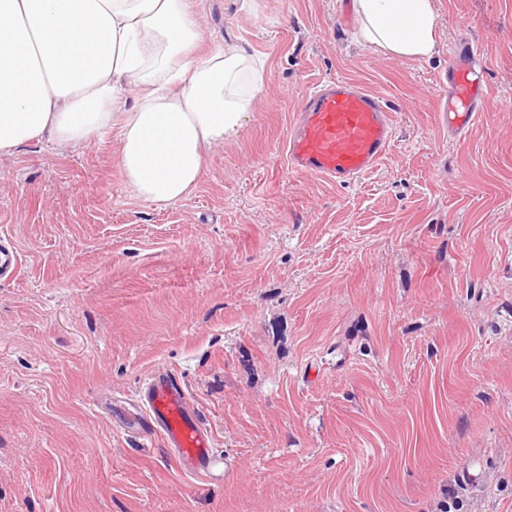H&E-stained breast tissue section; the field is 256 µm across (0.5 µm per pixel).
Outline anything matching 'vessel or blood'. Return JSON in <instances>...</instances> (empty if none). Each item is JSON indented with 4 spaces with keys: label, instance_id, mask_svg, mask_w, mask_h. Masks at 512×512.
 <instances>
[{
    "label": "vessel or blood",
    "instance_id": "obj_1",
    "mask_svg": "<svg viewBox=\"0 0 512 512\" xmlns=\"http://www.w3.org/2000/svg\"><path fill=\"white\" fill-rule=\"evenodd\" d=\"M472 46L459 47L448 63V127L464 133L492 109L479 81ZM395 115L385 98L345 77L317 82L299 106L286 141L288 168L336 185H350L375 170L395 144ZM149 419L180 468L209 479L229 471L227 457L212 446L209 431L187 409L186 392L174 374L159 371L145 383L138 405L126 415L136 425Z\"/></svg>",
    "mask_w": 512,
    "mask_h": 512
}]
</instances>
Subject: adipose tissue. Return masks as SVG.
<instances>
[{
    "label": "adipose tissue",
    "mask_w": 512,
    "mask_h": 512,
    "mask_svg": "<svg viewBox=\"0 0 512 512\" xmlns=\"http://www.w3.org/2000/svg\"><path fill=\"white\" fill-rule=\"evenodd\" d=\"M352 8L356 39L379 53H437L432 0ZM200 36L186 0H0V156L114 129L134 197L158 206L188 197L204 153L238 134L265 86L263 60L236 44L195 55Z\"/></svg>",
    "instance_id": "ef3b65f1"
}]
</instances>
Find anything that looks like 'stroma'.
I'll list each match as a JSON object with an SVG mask.
<instances>
[{
    "label": "stroma",
    "mask_w": 512,
    "mask_h": 512,
    "mask_svg": "<svg viewBox=\"0 0 512 512\" xmlns=\"http://www.w3.org/2000/svg\"><path fill=\"white\" fill-rule=\"evenodd\" d=\"M439 52L353 38L347 0H192L198 52L267 59L198 188L131 194L117 132L0 158V512H512V0H432ZM501 105L448 128V56ZM394 105L396 142L340 187L290 173L317 81ZM158 367L231 462L185 474L131 403Z\"/></svg>",
    "instance_id": "1"
}]
</instances>
